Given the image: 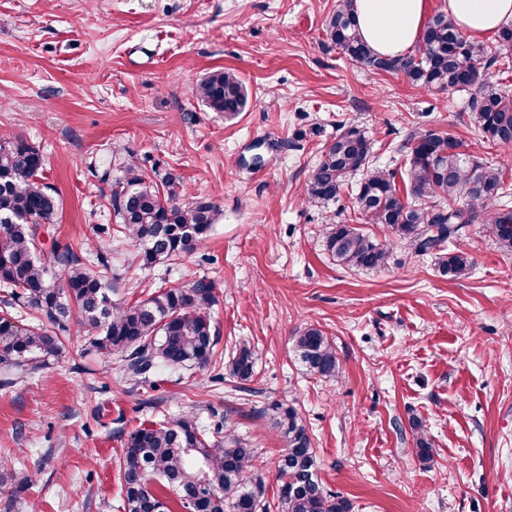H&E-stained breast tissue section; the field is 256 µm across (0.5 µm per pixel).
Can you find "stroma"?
<instances>
[{"label": "stroma", "instance_id": "35a3bbf8", "mask_svg": "<svg viewBox=\"0 0 512 512\" xmlns=\"http://www.w3.org/2000/svg\"><path fill=\"white\" fill-rule=\"evenodd\" d=\"M336 0H0V134L45 157L55 221L43 252L69 246L111 281L112 299L211 281L217 353L255 347L257 395L220 380V367L121 376L77 328L52 364L0 387V512H121L124 441L144 423L192 414L199 428L227 421L253 448L269 491L284 444L270 407L292 403L307 421L326 490L352 512H512V253L481 224L449 251L469 253L468 275L443 276L379 224L378 269L337 264L319 230L356 223L351 175L321 208L307 183L340 125L364 129L375 165L405 164L410 131L456 138L512 185V146L486 141L467 94L426 91L401 73L342 57L325 24ZM216 69L244 81L249 103L226 119L193 87ZM135 159L174 173L187 198L215 202L207 239L171 264L136 266L124 236L100 233L106 163ZM107 255L108 265L98 262ZM315 324L334 341L332 381L307 372L292 338ZM435 441L422 461L410 428ZM33 481L21 484L22 474Z\"/></svg>", "mask_w": 512, "mask_h": 512}]
</instances>
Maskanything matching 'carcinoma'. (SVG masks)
Returning a JSON list of instances; mask_svg holds the SVG:
<instances>
[{
    "mask_svg": "<svg viewBox=\"0 0 512 512\" xmlns=\"http://www.w3.org/2000/svg\"><path fill=\"white\" fill-rule=\"evenodd\" d=\"M328 40L349 60L374 72H401L419 88L448 89L470 95L480 132L494 144L512 145V99L499 85L482 77V62L498 55L468 41L445 13L424 28L417 53L402 58L377 55L357 27L353 0H338L326 25ZM195 96L211 111L234 118L245 111L248 92L230 70H214L194 87ZM451 136L434 130L412 131L402 150V179L393 170L370 164L372 143L360 128L341 129L311 171L309 199L324 207L336 202L346 178L361 179L352 190V208L367 224H380L416 256L438 255L444 276L458 278L472 267L465 252L446 253L445 243L477 221L499 247L512 252V208L501 203L507 192L504 172L485 165L457 147ZM45 165L39 149L21 137L0 135V285L4 308L22 306L37 324L19 325L8 312L0 314V386L11 385L49 365L61 353V336L76 319L98 352L117 354L123 372L140 376L162 363L170 368L203 367L215 355L218 337L212 332L213 284L200 279L190 286H172L131 305L112 302L111 288L91 274L67 245L55 244L42 259L40 235L57 212L49 187L38 180ZM121 175L104 169L115 226L102 231L122 233L139 248L144 268L194 251L218 219L206 200L180 198L172 175L157 184L138 161L120 167ZM324 250L336 262L355 269L383 266L387 248L355 224L330 221L321 228ZM297 359L312 374L334 379L339 362L332 341L309 325L293 336ZM257 358L243 341L225 364L240 389L255 374ZM272 426L286 445L277 463V503L266 497L257 457L246 440L226 427L213 439L181 418L141 425L124 442L120 477L123 512H192L204 501V512H351L343 496L328 493L319 475L312 440L301 412L293 405L272 406ZM421 460L435 454V442L423 421H411Z\"/></svg>",
    "mask_w": 512,
    "mask_h": 512,
    "instance_id": "1",
    "label": "carcinoma"
}]
</instances>
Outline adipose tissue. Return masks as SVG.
I'll return each mask as SVG.
<instances>
[{"label": "adipose tissue", "mask_w": 512, "mask_h": 512, "mask_svg": "<svg viewBox=\"0 0 512 512\" xmlns=\"http://www.w3.org/2000/svg\"><path fill=\"white\" fill-rule=\"evenodd\" d=\"M445 11L471 39L494 34L512 20V0H445ZM363 39L382 56L409 54L428 19V0H355Z\"/></svg>", "instance_id": "1"}]
</instances>
